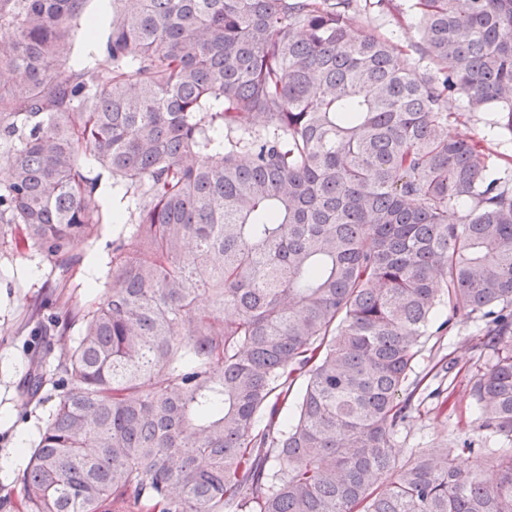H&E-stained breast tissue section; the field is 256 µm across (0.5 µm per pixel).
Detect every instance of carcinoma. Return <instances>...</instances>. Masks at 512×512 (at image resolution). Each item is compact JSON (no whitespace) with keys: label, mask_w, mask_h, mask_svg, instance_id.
I'll list each match as a JSON object with an SVG mask.
<instances>
[{"label":"carcinoma","mask_w":512,"mask_h":512,"mask_svg":"<svg viewBox=\"0 0 512 512\" xmlns=\"http://www.w3.org/2000/svg\"><path fill=\"white\" fill-rule=\"evenodd\" d=\"M103 2L102 36L88 0H0V245L80 260L93 163L135 201L19 512H512V172L448 132L462 96L512 133V0H419L423 68L357 0ZM440 308L490 355L476 438L401 463Z\"/></svg>","instance_id":"cac0c4a2"}]
</instances>
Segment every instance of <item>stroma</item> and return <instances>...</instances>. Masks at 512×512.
Returning <instances> with one entry per match:
<instances>
[{"label":"stroma","instance_id":"obj_1","mask_svg":"<svg viewBox=\"0 0 512 512\" xmlns=\"http://www.w3.org/2000/svg\"><path fill=\"white\" fill-rule=\"evenodd\" d=\"M422 14L416 0H392L379 7L376 0H363L361 10L352 21L354 33H373L391 40L406 59H415L413 43L419 39ZM451 110L456 116L451 132L471 136L489 161L499 168L512 169V136L503 135L493 112L468 111L463 99H455ZM128 226L104 216L92 238L80 249L81 259L69 267L39 252L21 254L0 252V459L7 457L19 443H32L48 413L54 393L44 384L39 401L27 404L20 391L40 363L51 362L57 347L55 330L38 324V313L54 311L64 314L73 307L90 308L104 292L110 270L112 242L129 239ZM473 325L456 328L445 336L428 337L415 364V376L424 378L429 388L441 379L432 367L445 356L454 358L455 367L448 374L454 391L447 413H440L434 401H426L414 426L399 431L394 444L400 459L420 452L431 440H459L471 430L473 413L464 390L469 379L487 364L486 356L463 349L466 339L474 336Z\"/></svg>","mask_w":512,"mask_h":512}]
</instances>
